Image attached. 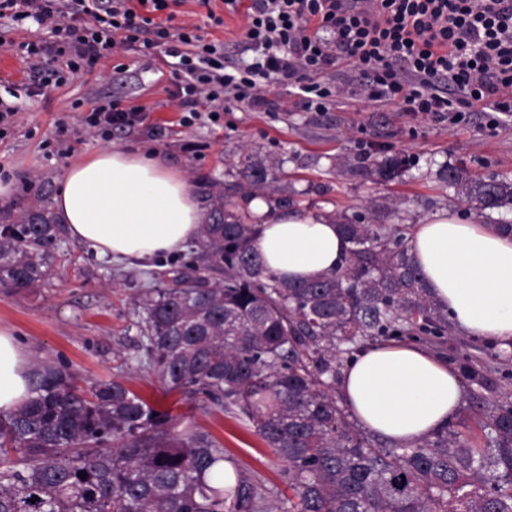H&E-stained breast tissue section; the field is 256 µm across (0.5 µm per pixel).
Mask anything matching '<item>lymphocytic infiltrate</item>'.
<instances>
[{"mask_svg": "<svg viewBox=\"0 0 512 512\" xmlns=\"http://www.w3.org/2000/svg\"><path fill=\"white\" fill-rule=\"evenodd\" d=\"M184 0H0V19L32 22L48 35L17 44L29 63V91L45 94L122 50L164 53L176 77L170 97L185 125L219 122L225 94L264 106V81H284L301 108L322 112L344 98L347 83L323 81L349 63L367 101L394 103L416 117L482 126L496 132L512 120V0H252L245 43L253 54L231 68L223 42L177 22ZM145 119L144 106L118 101L91 109L87 127L102 137Z\"/></svg>", "mask_w": 512, "mask_h": 512, "instance_id": "obj_1", "label": "lymphocytic infiltrate"}]
</instances>
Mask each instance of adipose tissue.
<instances>
[{
  "instance_id": "1",
  "label": "adipose tissue",
  "mask_w": 512,
  "mask_h": 512,
  "mask_svg": "<svg viewBox=\"0 0 512 512\" xmlns=\"http://www.w3.org/2000/svg\"><path fill=\"white\" fill-rule=\"evenodd\" d=\"M256 249L277 277L304 282L335 268L347 242L337 224L313 212H271L256 198ZM54 212L69 236L98 255L145 262L184 249L205 214L184 176L160 157L104 148L69 166ZM433 299L469 335L512 352V236L442 210L408 240ZM33 364L0 327V412L25 402ZM338 392L366 432L397 444L421 442L456 417L459 374L411 341L369 345L342 372Z\"/></svg>"
}]
</instances>
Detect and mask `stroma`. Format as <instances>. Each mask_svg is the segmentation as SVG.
Listing matches in <instances>:
<instances>
[{"label": "stroma", "mask_w": 512, "mask_h": 512, "mask_svg": "<svg viewBox=\"0 0 512 512\" xmlns=\"http://www.w3.org/2000/svg\"><path fill=\"white\" fill-rule=\"evenodd\" d=\"M202 0H185L178 21L205 27L208 38L224 43V57L245 61L243 13L225 15L223 27H208ZM44 29H0V98L18 109L14 125L0 136V163L13 173L11 200L0 197V225L18 222L40 198H54L63 171L106 148L153 153L178 167L203 208H211L216 190L238 180L246 154L259 152L278 160L262 196L268 205L296 207L329 215L364 217L369 224L416 228L430 213L447 208L477 223L484 216L440 186L436 172L451 163L473 175L512 178V124L489 133L478 123L457 127L421 119L395 105L368 102L350 95L325 112L297 107L288 86L263 85L267 105L251 108L226 96L219 124L180 126L169 104L173 76L162 57L141 58L118 53L89 73L49 87L41 96L28 95V65L10 42L44 37ZM123 73H114L116 64ZM122 106L143 105L149 115L142 126L113 130L104 140L88 131L83 118L92 106L108 101ZM61 141L66 156L48 154L43 141ZM406 153L415 164L400 179L376 183L363 175L365 166L383 154ZM352 159L348 169L336 158ZM199 249L163 254L150 262H115L62 236L49 275L32 288L0 287V327L8 328L31 356L35 368L58 367L86 389L100 380L117 378L155 406L172 409L184 425L210 432L224 445L247 475L274 489L279 499L291 492L283 477V462L234 413L201 409L180 392L167 391L156 377L140 368V318L135 303L155 279L197 262ZM498 345L452 329L436 348L453 367L469 357H481L496 394L512 396V359L501 361Z\"/></svg>", "instance_id": "35a3bbf8"}]
</instances>
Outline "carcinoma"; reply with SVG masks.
<instances>
[{"label": "carcinoma", "instance_id": "cac0c4a2", "mask_svg": "<svg viewBox=\"0 0 512 512\" xmlns=\"http://www.w3.org/2000/svg\"><path fill=\"white\" fill-rule=\"evenodd\" d=\"M275 164L246 155L236 191L257 195ZM412 165L388 156L367 175L389 182ZM438 179L512 232L511 220L491 217L512 210V180L451 165ZM335 223L348 242L341 263L291 282L265 267L254 248L260 225L221 193L200 225L205 264L173 272L135 303L140 365L203 408L246 418L286 465L288 508L210 433L180 425L119 380L84 391L48 366L25 403L0 413V512H512V401L484 393L478 360L462 365L475 384V432L452 422L418 444H387L350 421L337 396L345 362L395 339L442 344L448 311L409 255L405 228L345 215ZM59 241L43 208L1 224L0 285H37Z\"/></svg>", "mask_w": 512, "mask_h": 512}]
</instances>
